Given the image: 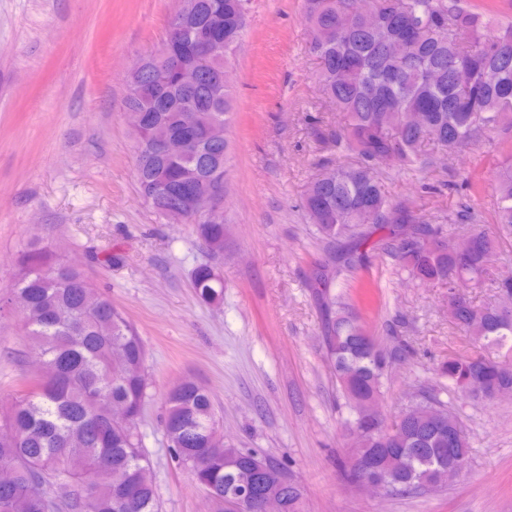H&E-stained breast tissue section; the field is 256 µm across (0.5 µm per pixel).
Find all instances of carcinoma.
<instances>
[{
  "mask_svg": "<svg viewBox=\"0 0 512 512\" xmlns=\"http://www.w3.org/2000/svg\"><path fill=\"white\" fill-rule=\"evenodd\" d=\"M181 27L191 36L212 10L224 18L225 63L242 42L251 0H194ZM316 78L338 116V127L313 134L329 139L351 166H332L309 185L302 206L317 234L333 248L313 274L322 315V341L351 419L364 429L344 462L346 481L378 476L392 491L426 489L450 480L451 464L469 459L471 438L456 416L420 396L394 415L374 419L369 405L380 395L398 352L382 346L331 289L336 266L351 271L371 236L385 231V254L420 282L448 288L453 324L480 352L450 357L440 377L461 399H493L512 388V280L491 278L490 258L504 236L512 237V169L497 175V220L472 224L466 239L450 246L440 224L393 203L379 170H414L427 164L426 147L455 153L490 140L512 124V24L470 10L462 0H305ZM406 24L417 33L396 46ZM151 103L145 113L154 136L177 134L195 119L201 155L171 159L136 152L135 173L149 205L164 202L182 178L220 164L227 139L211 136L228 127L231 87L220 97L199 87L187 93L179 73L171 77L164 104L143 79L126 105ZM420 112L422 126L408 114ZM210 251H224V225L192 223ZM499 301L474 304L466 290L487 282ZM192 284L207 305L224 299V279L208 263L197 265ZM1 306L21 311L25 333L39 352L46 376L0 411V512H159L156 487L147 476L139 424L149 398L145 343L130 321L100 294L82 271L39 241L23 254L11 296ZM162 427L168 448L195 484L224 512V496L267 488L282 493L284 512H305V490L275 462L255 476V454L224 444L218 435L210 390L184 380L166 395Z\"/></svg>",
  "mask_w": 512,
  "mask_h": 512,
  "instance_id": "cac0c4a2",
  "label": "carcinoma"
}]
</instances>
